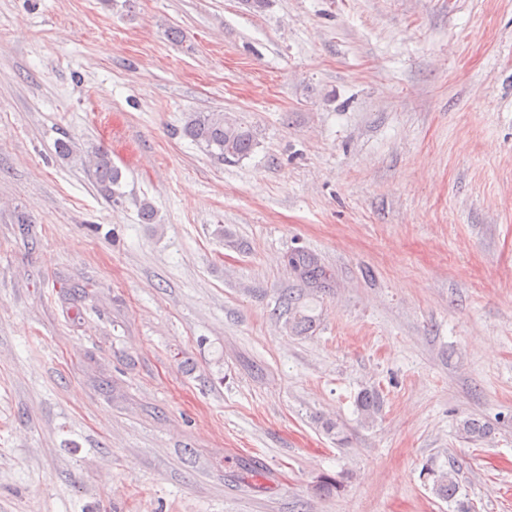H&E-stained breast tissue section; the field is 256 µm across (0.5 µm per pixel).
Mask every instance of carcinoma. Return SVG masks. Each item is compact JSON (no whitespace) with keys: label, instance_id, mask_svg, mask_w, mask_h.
Returning a JSON list of instances; mask_svg holds the SVG:
<instances>
[{"label":"carcinoma","instance_id":"1","mask_svg":"<svg viewBox=\"0 0 512 512\" xmlns=\"http://www.w3.org/2000/svg\"><path fill=\"white\" fill-rule=\"evenodd\" d=\"M180 133L219 162L239 160L249 155L255 147L251 131L227 120L222 112H188L184 116ZM86 154L99 192L112 207H122L125 203V195L120 191L123 174L112 163L111 151L99 145L91 147ZM288 264L311 285L323 287L328 281L326 270L319 260L304 250L297 249L291 253ZM279 308L288 313L289 322L296 331L311 328L312 320L295 307L293 296H284ZM381 407V397L375 390H364L357 397V411L365 420L373 419ZM491 432L490 424L476 418H468L462 423L463 435L472 441L484 439ZM433 489L444 499H455L459 484L454 470L450 468L434 474Z\"/></svg>","mask_w":512,"mask_h":512}]
</instances>
